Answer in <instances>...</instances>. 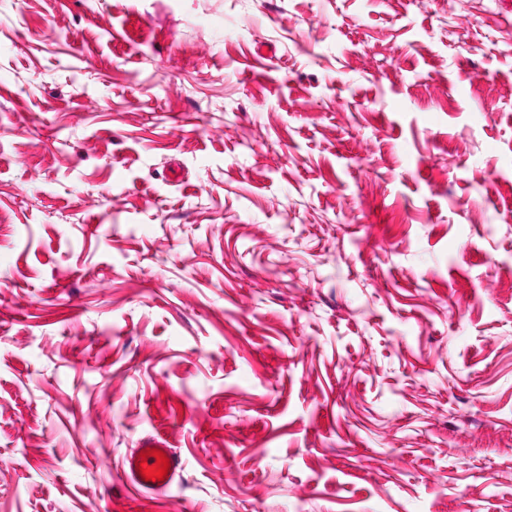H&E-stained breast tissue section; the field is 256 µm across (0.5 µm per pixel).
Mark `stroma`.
<instances>
[{
  "label": "stroma",
  "mask_w": 512,
  "mask_h": 512,
  "mask_svg": "<svg viewBox=\"0 0 512 512\" xmlns=\"http://www.w3.org/2000/svg\"><path fill=\"white\" fill-rule=\"evenodd\" d=\"M0 512H512V0H0ZM155 449L162 451L167 457L170 464L168 474L163 481H145L140 473V462H147L149 466L156 463L153 456L142 457V454L148 450ZM185 467V463L181 456L177 455L170 447L169 443L163 437L148 436L141 440L138 448H134L125 459V476L128 481L138 489L143 490L147 494H161L169 489L170 484L176 475H179Z\"/></svg>",
  "instance_id": "1"
}]
</instances>
